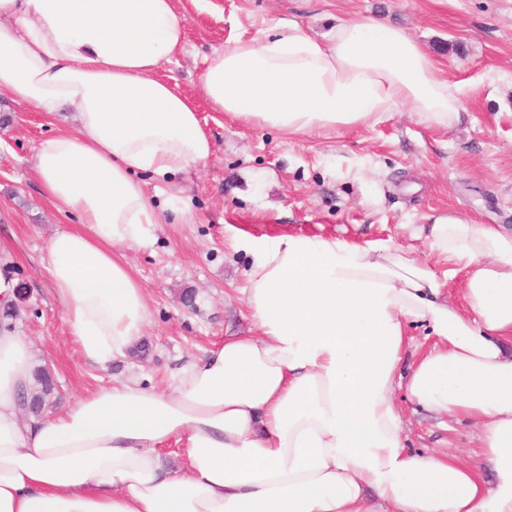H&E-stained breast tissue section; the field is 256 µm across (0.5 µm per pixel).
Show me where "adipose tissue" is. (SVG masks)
<instances>
[{
    "mask_svg": "<svg viewBox=\"0 0 512 512\" xmlns=\"http://www.w3.org/2000/svg\"><path fill=\"white\" fill-rule=\"evenodd\" d=\"M185 29L175 0H0V91L75 123L38 145L33 168L77 219L46 262L94 365L126 357L149 318L124 251L166 209L139 173L176 175L212 154L193 100L158 75ZM199 84L215 111L288 134L369 126L402 106L448 129L465 93L374 17L323 39L291 23L274 40H235ZM412 235L427 256L389 240L232 235L250 257L254 333L213 345L166 391L116 381L26 414L30 343L0 325V512H512V231L450 214ZM418 325L436 341L410 362ZM400 389L479 424L492 482L406 450Z\"/></svg>",
    "mask_w": 512,
    "mask_h": 512,
    "instance_id": "obj_1",
    "label": "adipose tissue"
}]
</instances>
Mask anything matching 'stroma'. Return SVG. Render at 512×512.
<instances>
[{"instance_id":"1","label":"stroma","mask_w":512,"mask_h":512,"mask_svg":"<svg viewBox=\"0 0 512 512\" xmlns=\"http://www.w3.org/2000/svg\"><path fill=\"white\" fill-rule=\"evenodd\" d=\"M176 8L185 49L159 74L194 101L213 154L172 179H145L147 192L160 186L188 198L190 216L155 225L149 244L126 251L150 316L136 352L110 366L83 358L43 261L49 237L75 219L43 196L32 157L45 138L72 128L71 115L49 119L0 93V268L26 292L11 321L32 343L46 415L115 380L166 390L203 349L250 334L248 258L229 248L232 230L407 246L405 225L448 211L512 228V0H176ZM366 16L402 28L443 77L465 85L459 125L428 129L401 107L370 126L287 135L214 111L200 89L206 56L238 36L276 35L293 21L322 37ZM397 405L408 450L478 464L476 424L436 417L402 395Z\"/></svg>"}]
</instances>
